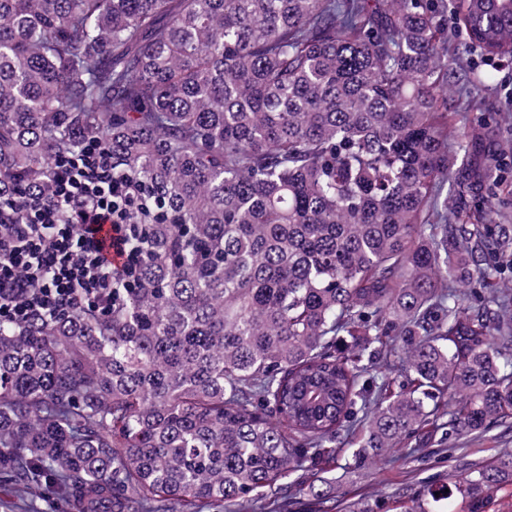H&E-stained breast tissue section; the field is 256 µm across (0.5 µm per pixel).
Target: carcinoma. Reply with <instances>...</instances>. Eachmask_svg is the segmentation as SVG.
Segmentation results:
<instances>
[{"label":"carcinoma","instance_id":"cac0c4a2","mask_svg":"<svg viewBox=\"0 0 512 512\" xmlns=\"http://www.w3.org/2000/svg\"><path fill=\"white\" fill-rule=\"evenodd\" d=\"M512 0H0V196L99 138L156 199L112 313L0 322L9 512H331L292 475L345 448L512 424V224L467 221L472 79ZM512 452L428 490L488 512ZM283 491L270 502L265 493Z\"/></svg>","mask_w":512,"mask_h":512}]
</instances>
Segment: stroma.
<instances>
[{"label": "stroma", "mask_w": 512, "mask_h": 512, "mask_svg": "<svg viewBox=\"0 0 512 512\" xmlns=\"http://www.w3.org/2000/svg\"><path fill=\"white\" fill-rule=\"evenodd\" d=\"M457 63L465 71L479 78L472 87L473 95L480 97L482 107L500 114L495 138L485 132L469 133L473 146L467 166L480 165L493 145L512 141V64H490L476 52L460 49ZM512 450V429L494 428L483 436H462L455 449L434 446L415 457L386 454L372 467H355L347 458H339L333 471L341 479L339 501L335 512H346L350 502L366 506L368 512H398L402 501L422 491L428 482L444 480L452 469L466 470L487 462L497 452Z\"/></svg>", "instance_id": "obj_1"}]
</instances>
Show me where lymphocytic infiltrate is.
<instances>
[{"label":"lymphocytic infiltrate","instance_id":"lymphocytic-infiltrate-1","mask_svg":"<svg viewBox=\"0 0 512 512\" xmlns=\"http://www.w3.org/2000/svg\"><path fill=\"white\" fill-rule=\"evenodd\" d=\"M51 190L0 198V321L75 307L112 310V290L142 258L139 226L152 197L112 166L102 139L54 163ZM108 237H100L101 229Z\"/></svg>","mask_w":512,"mask_h":512}]
</instances>
